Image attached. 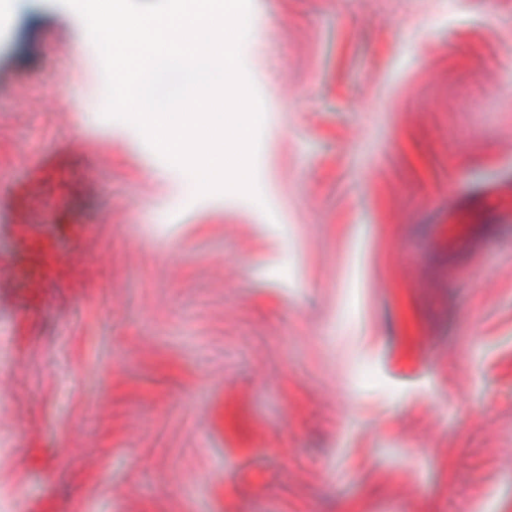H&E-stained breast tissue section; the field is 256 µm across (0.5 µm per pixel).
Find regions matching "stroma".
<instances>
[{
  "mask_svg": "<svg viewBox=\"0 0 512 512\" xmlns=\"http://www.w3.org/2000/svg\"><path fill=\"white\" fill-rule=\"evenodd\" d=\"M250 20L259 203L197 195L104 118L76 13L13 0L0 512H512V0Z\"/></svg>",
  "mask_w": 512,
  "mask_h": 512,
  "instance_id": "stroma-1",
  "label": "stroma"
}]
</instances>
